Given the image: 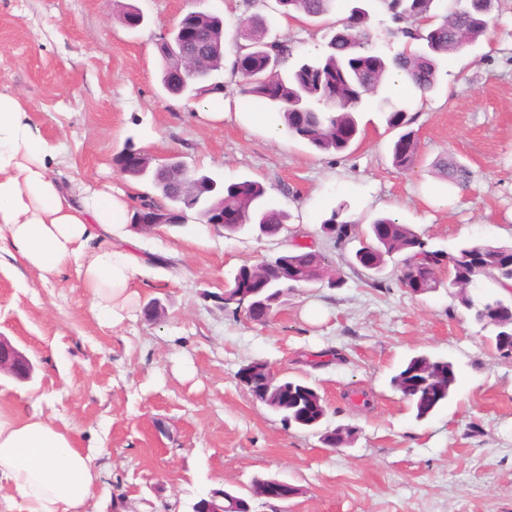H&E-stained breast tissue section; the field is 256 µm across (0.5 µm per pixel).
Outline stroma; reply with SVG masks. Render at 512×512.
<instances>
[{"instance_id":"1","label":"stroma","mask_w":512,"mask_h":512,"mask_svg":"<svg viewBox=\"0 0 512 512\" xmlns=\"http://www.w3.org/2000/svg\"><path fill=\"white\" fill-rule=\"evenodd\" d=\"M129 3L145 16L134 30L118 18ZM359 4L379 53L407 47L408 21L383 0ZM351 6L337 0L330 15L290 19L276 0H0V92L33 111L61 183L109 185L136 205L152 185L112 162L131 142L220 180H258L288 215L285 237H227L195 220L140 233L141 308L119 329L95 318L75 267L44 282L0 257V335L34 366L24 382L0 377V412H43L76 447L103 450L85 512H112L118 497L127 512H192L263 474L303 493L255 502V512H512V355L490 346L446 289L412 295L394 264L365 270L357 241L321 230L343 203L345 220L364 228L389 214L450 253L465 240L512 244V0H494L488 35L450 56L436 90L412 102L419 161L408 171L392 164L396 133L377 98L348 150L317 153L251 127L246 113L263 106L230 71L220 75L230 114L216 125L161 85L157 43L187 12L223 17L226 57L239 24L257 15L302 60L323 50ZM441 157L470 169L468 189L439 180ZM298 244L324 252L344 286L292 290L264 323L223 311L230 271ZM154 300L163 312L150 318L142 307ZM311 306L322 318L306 317ZM421 353L452 361L457 382L447 405L418 422L390 379ZM255 359L315 386L326 426L353 429L351 442L325 447L254 402L236 373Z\"/></svg>"}]
</instances>
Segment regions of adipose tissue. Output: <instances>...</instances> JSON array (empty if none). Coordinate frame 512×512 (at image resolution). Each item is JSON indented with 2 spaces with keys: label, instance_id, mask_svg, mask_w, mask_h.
<instances>
[{
  "label": "adipose tissue",
  "instance_id": "1",
  "mask_svg": "<svg viewBox=\"0 0 512 512\" xmlns=\"http://www.w3.org/2000/svg\"><path fill=\"white\" fill-rule=\"evenodd\" d=\"M54 153L33 114L0 92V254L45 281L75 266L97 319L119 326L139 298L127 202L107 190L63 188L50 169ZM100 476L92 453L42 414L0 413V479L25 512H83Z\"/></svg>",
  "mask_w": 512,
  "mask_h": 512
}]
</instances>
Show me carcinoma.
<instances>
[{
  "instance_id": "1",
  "label": "carcinoma",
  "mask_w": 512,
  "mask_h": 512,
  "mask_svg": "<svg viewBox=\"0 0 512 512\" xmlns=\"http://www.w3.org/2000/svg\"><path fill=\"white\" fill-rule=\"evenodd\" d=\"M388 9L399 19H411L416 26L405 30L412 40L419 42L414 50L404 49L384 57L373 47V34L366 26L365 13L357 8L338 21L324 50L306 60L287 66L291 56L288 44L268 40L264 22L252 18L236 32L238 50L232 72L244 82L246 95L263 102L277 113L288 135L300 140L320 153H340L350 147L359 134L358 112L365 97L374 94L383 82L391 77L412 86L420 95L431 92L438 77L441 60L474 45L489 30L493 0H456V8L440 21L431 15L434 0H385ZM285 17L300 13L309 18L329 14L335 0H277ZM181 30L197 35L194 49L196 64L185 63L186 45L181 37L159 44L164 62L163 88L170 94L188 99L222 89L213 80L224 69V29L222 19L212 14L188 13L181 21ZM386 125L400 133L392 143L393 165L400 170L412 169L418 161V141L409 129L411 119L407 109L388 103L382 110ZM437 175L452 186L464 189L471 180L467 166L444 158L434 164ZM150 183L157 195H144L140 206L150 209L179 208L186 217L193 214L203 224L213 222L211 216L215 198L206 194L186 200H173L167 185L155 178ZM266 188L256 180L242 179L224 185V222H234L238 227L226 228L224 233L236 236L254 230L256 224H267L271 232L285 222L286 215L264 203ZM346 206L333 208L323 220L332 239L341 241L351 237L356 225L342 219ZM399 257L398 281L410 287L412 275L421 267L428 268L422 278V292L440 288L455 289L459 303L467 310L481 315L479 324L490 328L494 334L491 343L499 351L506 347L501 338L500 320L503 306L512 303V245L489 242H463L456 252L447 253L431 247L427 240L409 224H400L389 217L375 219L364 230L361 247L355 252V261L364 269L380 272L387 261ZM453 259L464 279L475 284L487 278L502 289L476 300L454 278L444 282L437 278V269L448 259ZM286 262L290 280L278 279L268 268L262 274L263 287L272 297L285 302L292 286L313 288L315 284L305 277L312 264H329L328 257L310 246H298L269 259L273 263ZM254 267L244 263L229 275L228 286L218 300L224 311L236 316L239 305L234 297L237 289L254 282ZM456 373L453 363L444 357L419 354L407 359L391 378V386L402 395L414 413L415 420L423 421L439 410L454 391ZM288 390V406L272 408L281 415L284 425L309 429L301 423L310 398L318 390L304 380L283 377L268 390V397H276L282 389Z\"/></svg>"
}]
</instances>
